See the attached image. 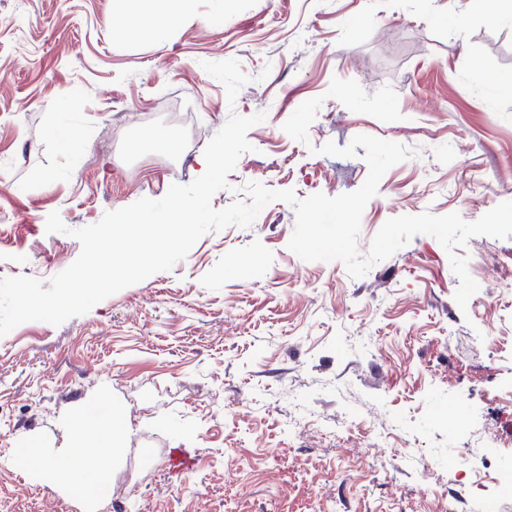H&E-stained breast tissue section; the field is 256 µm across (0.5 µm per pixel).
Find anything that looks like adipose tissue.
<instances>
[{
    "mask_svg": "<svg viewBox=\"0 0 512 512\" xmlns=\"http://www.w3.org/2000/svg\"><path fill=\"white\" fill-rule=\"evenodd\" d=\"M189 0H112V16L123 31H161L178 25L188 14ZM131 428L119 408H111L97 423L99 449L88 452L77 438L52 454H45L38 443L26 450L29 462L47 476L66 497L82 503L85 512H96L100 502L93 484H104L120 464L121 454L130 442Z\"/></svg>",
    "mask_w": 512,
    "mask_h": 512,
    "instance_id": "obj_1",
    "label": "adipose tissue"
}]
</instances>
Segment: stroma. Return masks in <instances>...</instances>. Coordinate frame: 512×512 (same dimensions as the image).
<instances>
[{"mask_svg":"<svg viewBox=\"0 0 512 512\" xmlns=\"http://www.w3.org/2000/svg\"><path fill=\"white\" fill-rule=\"evenodd\" d=\"M111 11L0 0V278L49 280L81 252L72 230L192 182L234 112L266 118L217 209L250 181L300 198L358 189L364 159L320 148L359 134L411 152L366 205L360 252L390 218L474 221L512 200V24L492 0H194L176 27L124 35ZM227 59L251 78L232 105L202 67ZM336 77L391 86L402 120L326 98ZM320 95L308 143L293 140L283 123ZM180 98L198 108L189 136L165 110ZM52 123L87 150L65 156L43 136ZM54 212L67 233H47ZM294 225V208L272 202L86 314L0 336V512H80L18 452L58 447L74 413L93 443L109 404L135 433L102 512H478L452 453L478 459L494 441L512 457V290L495 286L512 276V238L467 242L485 292L463 310L435 237L353 278L293 253ZM173 448L199 465L172 471Z\"/></svg>","mask_w":512,"mask_h":512,"instance_id":"1","label":"stroma"}]
</instances>
